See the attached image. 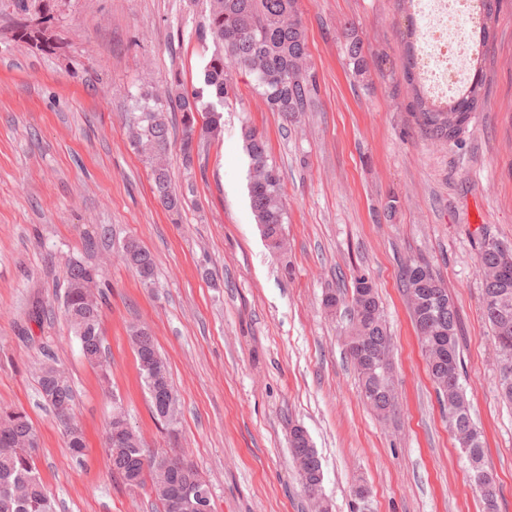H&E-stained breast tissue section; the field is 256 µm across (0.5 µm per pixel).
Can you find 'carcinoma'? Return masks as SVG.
I'll use <instances>...</instances> for the list:
<instances>
[{"label": "carcinoma", "mask_w": 512, "mask_h": 512, "mask_svg": "<svg viewBox=\"0 0 512 512\" xmlns=\"http://www.w3.org/2000/svg\"><path fill=\"white\" fill-rule=\"evenodd\" d=\"M476 3L478 38L483 45L491 37V23L499 12L500 0H476ZM200 37L204 42L212 41L214 46L204 69V86L188 93L175 76L164 95L135 98L134 112L129 115L134 147L156 161L154 194L171 212L179 211L182 201L172 191L162 163L169 140L166 113H181L183 159L189 166L195 141L208 140L221 128L220 108L229 94L232 70L251 77L270 111L279 113L289 123L300 113L309 111L318 95L298 0H208V14ZM13 38L42 52L55 54L63 49V42L51 28L37 36L24 21L14 28ZM345 38L349 64L355 74L362 75L368 69L362 42L351 30L345 32ZM479 56L480 51L473 49L468 76L457 94L446 101H436L427 95L420 74L416 73L417 58L412 53L408 55L407 84L414 95L418 125L431 144L455 142L468 128L480 103ZM243 140L250 161L249 201L256 223L266 239L282 235L287 213L280 170L256 129L244 127ZM490 240L489 236L482 238L477 254L483 280L482 303L494 339L498 396L512 407V247L492 248ZM122 258L143 284H152L155 262L147 249L135 241L129 242L123 246ZM97 277V269L91 266L79 262L69 265L63 315L80 344L83 357L104 372L107 364L102 351V306L92 288ZM402 282L430 377L448 410L449 427L469 463L470 478L480 493L483 512H498L499 487L478 479V473L484 470L485 446L461 383L456 306L441 278L423 259H411L404 264ZM351 300L366 302L368 313L361 319L355 308H350L347 352L358 373L364 398L377 414L384 416L395 407L390 336L384 310L366 276L354 279ZM130 340L141 381L150 396L153 417H158L154 390L160 386L170 397L172 422H178V398L171 384L169 366L159 354L152 334L144 326H133ZM157 370L161 372L159 386L153 378ZM37 382L42 399L61 422L68 447L75 454L81 453L85 444L72 413L74 390L65 369L49 358L39 364ZM36 448L37 434L28 416L0 408V512H56V501L43 484L34 462ZM290 448L308 498L322 496L321 462L303 427L291 428ZM106 453L111 468L128 488L150 487L157 501L156 512H192L179 495V487L202 479V475L182 453L174 450L170 458L160 456L135 429L127 445L114 448L110 428Z\"/></svg>", "instance_id": "obj_1"}]
</instances>
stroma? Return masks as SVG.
<instances>
[{
    "mask_svg": "<svg viewBox=\"0 0 512 512\" xmlns=\"http://www.w3.org/2000/svg\"><path fill=\"white\" fill-rule=\"evenodd\" d=\"M319 86L289 124L233 72L219 138L184 165L181 131L166 152L180 217L152 193V163L131 144L132 97L179 75L199 87L209 51L206 0H61L57 54L13 41L0 0V407L23 410L36 466L58 512H155L149 488L114 476L105 427L121 405L149 447L169 445L149 410L129 328H150L178 395V442L206 478L213 512H313L292 462L302 425L332 512H482L468 463L427 374L407 298L408 259L427 260L459 313L461 381L486 441L485 464L512 512V408L497 392L482 310L479 242L512 244V0L481 47L484 98L458 142L428 145L404 78L411 9L401 0H299ZM364 45L355 76L345 29ZM263 133L280 169L286 246L272 251L249 203L242 126ZM395 213H387L388 204ZM154 256L144 285L126 240ZM97 267L109 385L62 318L69 260ZM368 276L392 338L398 409L378 418L347 354L346 308L323 294ZM49 315L29 320L35 303ZM51 353L69 373L86 447L75 455L43 402L35 369Z\"/></svg>",
    "mask_w": 512,
    "mask_h": 512,
    "instance_id": "35a3bbf8",
    "label": "stroma"
}]
</instances>
